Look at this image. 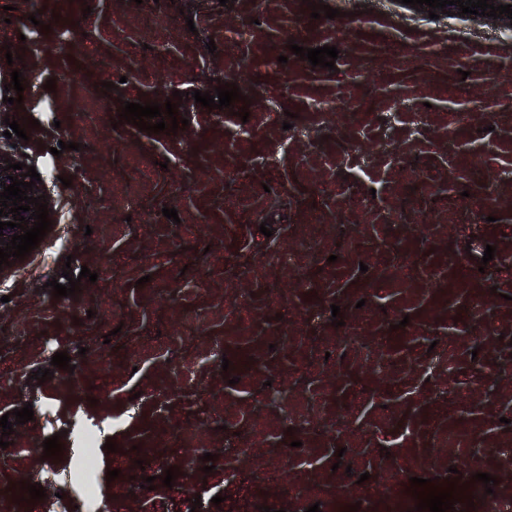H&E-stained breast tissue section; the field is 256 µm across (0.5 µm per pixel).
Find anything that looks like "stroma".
<instances>
[{
  "mask_svg": "<svg viewBox=\"0 0 512 512\" xmlns=\"http://www.w3.org/2000/svg\"><path fill=\"white\" fill-rule=\"evenodd\" d=\"M323 2L340 17L306 0H0V88L26 82L21 106L0 102V146L5 116L38 120L17 151L52 222L0 268V416L34 411L0 449V512H389L452 467L496 476L512 507V22ZM292 43L337 47L334 69ZM220 82L248 121L237 101L196 104ZM176 90L188 126L120 123L121 101ZM66 269L81 290L54 298ZM61 351L73 371L52 368ZM90 430L117 449L84 482L69 463ZM159 458L191 465L167 487ZM33 480L47 497L28 504Z\"/></svg>",
  "mask_w": 512,
  "mask_h": 512,
  "instance_id": "35a3bbf8",
  "label": "stroma"
}]
</instances>
